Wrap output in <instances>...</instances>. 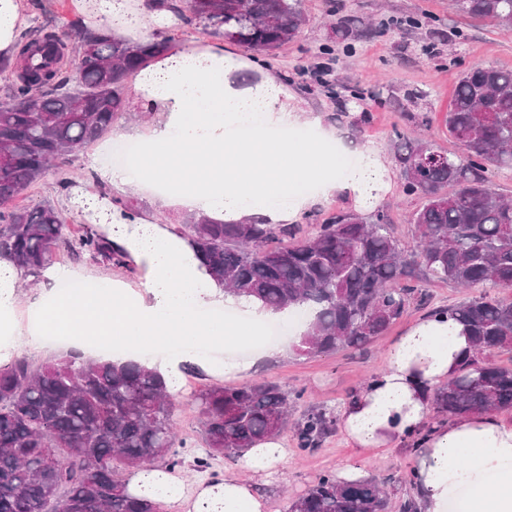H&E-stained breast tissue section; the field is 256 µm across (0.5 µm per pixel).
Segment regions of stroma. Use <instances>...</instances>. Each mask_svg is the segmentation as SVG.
Returning a JSON list of instances; mask_svg holds the SVG:
<instances>
[{
  "instance_id": "stroma-1",
  "label": "stroma",
  "mask_w": 512,
  "mask_h": 512,
  "mask_svg": "<svg viewBox=\"0 0 512 512\" xmlns=\"http://www.w3.org/2000/svg\"><path fill=\"white\" fill-rule=\"evenodd\" d=\"M42 4V9L37 10L30 0H25V23L19 30L20 36H32L45 24H95L88 0H42ZM303 4L308 21L298 39L275 54L257 56V63L288 88L309 118L319 120L336 138L373 147L387 163L392 160V136L397 129L423 130L443 150H455L443 117L451 106L457 77L465 69L480 64L512 69V30L467 21L453 0H334L336 13L332 16L327 13L325 0H303ZM392 15L413 16L419 26L401 36L387 34L350 46L336 40L332 32L341 18L359 24ZM148 124V117L125 112L116 120L115 131L106 132L101 142L77 153L70 168L73 183L68 190H61L55 177L50 176L28 188L19 198V205L49 203L71 224L75 234L90 229L108 236V226L102 224L97 209L84 204L83 196L94 194L100 207L110 206L117 192L99 175L100 168L111 164L107 150L122 145L118 130L135 126L143 131ZM389 178L390 189L381 205L389 211L395 237L403 246L410 247L414 244V227L408 224L407 217L420 207L421 200L403 193L397 168H390ZM354 209L352 199L342 194L316 197L296 218V234L306 237L316 224ZM55 264L77 270L87 280H121L134 290L144 274L143 268L132 260L117 266L100 257L75 259L64 254L56 258ZM423 290L425 301L411 304L384 336L365 349L302 356L294 350L293 339L288 336L282 341V352L265 360L252 373V380H273L301 391V398L293 402L292 420L302 419L318 408L341 410L385 369L383 353L387 344L421 316L456 305L467 297L466 292L439 282L426 284ZM218 383L217 377L198 368L184 373L182 392L175 401L172 420L179 437L186 441L183 464L177 472L191 483L209 480L228 466L220 457L213 460L207 471L193 468L194 458L204 452L205 445L192 395ZM279 440L286 450L285 460L264 477L253 480L256 493L264 500L265 512H287L291 499L304 493L321 474L348 464L361 466L367 478L391 479L388 512H401V503L416 495L413 443L362 452L353 448L338 429L315 452L308 453L298 448L292 429H285Z\"/></svg>"
}]
</instances>
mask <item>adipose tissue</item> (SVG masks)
Returning <instances> with one entry per match:
<instances>
[{
    "label": "adipose tissue",
    "mask_w": 512,
    "mask_h": 512,
    "mask_svg": "<svg viewBox=\"0 0 512 512\" xmlns=\"http://www.w3.org/2000/svg\"><path fill=\"white\" fill-rule=\"evenodd\" d=\"M90 6L100 22L119 33L143 30L163 17L157 10H132L128 0H90ZM255 67L253 59L226 51L220 41L185 46L155 60L132 93L141 111L159 113L160 120L143 136L131 165L102 170V180L123 190L154 183L171 206L230 224L246 217L288 223L308 205L295 190L302 181L314 182L323 193L346 194L359 207L379 202L388 177L379 153L340 143L328 154L329 135L316 124L307 139L293 140L299 102L265 72L258 81L241 84L239 73ZM348 151L358 155V164L339 166L338 154ZM109 226L114 246L147 270L141 291L102 279L62 293L53 283L66 272L49 267L44 273L49 285L31 303L35 319L24 333L14 321L23 272L0 259V367L9 365L21 347L41 345L50 332L85 355L95 340L118 345L119 361L135 355L141 342L159 340L162 353L145 364L175 394L185 366L242 380L276 355L269 345L247 357L231 350L222 360L210 359L209 349L240 343L263 323L278 320V313L226 295L175 230L139 217L130 221L117 211ZM472 353L463 324L431 314L388 345L385 370L342 410V431L361 450L417 438L421 512H448V495L455 488L464 491L465 512H512L511 426L490 411L425 428L434 392ZM285 456L280 441L271 440L252 448L239 471L209 484L189 485L180 475L154 468L130 476L127 491L156 501L163 512H263L262 499L240 473H268Z\"/></svg>",
    "instance_id": "obj_1"
}]
</instances>
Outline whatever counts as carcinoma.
<instances>
[{
    "label": "carcinoma",
    "mask_w": 512,
    "mask_h": 512,
    "mask_svg": "<svg viewBox=\"0 0 512 512\" xmlns=\"http://www.w3.org/2000/svg\"><path fill=\"white\" fill-rule=\"evenodd\" d=\"M460 13L495 26H512V0H455ZM185 24L204 23L223 37L224 22L248 17L235 43L270 55L294 41L307 22L303 0H163ZM411 17L365 26L338 22L336 38L370 39L403 34ZM76 45L78 73L61 64ZM169 51L160 34L145 42L114 36L104 27L76 31L39 27L20 43L15 60L0 58L7 97L0 102V259L12 260L40 280L63 250L79 259L101 256L123 265L126 254L91 230L78 240L50 204L21 207L17 199L50 174L70 187L64 170L72 156L98 140L125 111V87ZM459 150L439 149L430 139L395 131L393 161L402 191L423 200L410 219L413 247L390 230L388 213L368 217L340 213L292 244L286 224L254 220L226 224L189 216L182 234L209 275L224 290L266 309L313 313L297 351L304 355L356 350L385 335L422 284L436 281L484 292L445 309L465 323L475 348L433 397L448 419L512 410V367L484 360L493 350H512V301L485 292L512 290V200L493 188L492 177L512 170V70L477 66L460 74L446 115ZM288 391L273 382H245L201 391L198 401L203 455L242 458L255 444L288 425ZM174 403L161 377L134 361L84 359L77 353L33 367L18 358L0 368V512H45L60 498L65 512H159L126 493L119 467L166 468L183 464L172 425ZM332 411L309 413L294 424L297 446L313 452L336 427ZM388 482L339 483L327 472L288 512H385Z\"/></svg>",
    "instance_id": "obj_1"
}]
</instances>
